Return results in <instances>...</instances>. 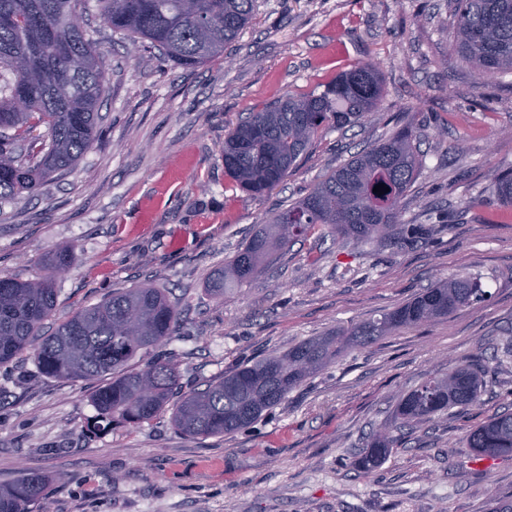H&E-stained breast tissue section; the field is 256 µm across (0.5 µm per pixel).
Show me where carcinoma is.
<instances>
[{"label":"carcinoma","instance_id":"obj_1","mask_svg":"<svg viewBox=\"0 0 512 512\" xmlns=\"http://www.w3.org/2000/svg\"><path fill=\"white\" fill-rule=\"evenodd\" d=\"M104 22L133 43L148 41L165 58L196 67L224 53L252 20L254 0H97ZM458 53L482 77L512 70V0H450ZM87 0H0V200L37 194L55 173L76 164L97 135L105 94L101 62L77 17ZM383 92L379 66L345 71L318 94L288 96L240 120L224 139V172L260 197L277 186L318 134L363 118ZM44 128L34 134L38 128ZM413 135L402 131L353 156L302 198L277 212L224 266L217 291L239 286L276 253L314 228L358 243L381 242L400 223L401 203L415 182ZM382 184L388 192H373ZM512 205V169L495 185ZM486 296L478 280H440L400 307L349 328L309 338L287 351L243 364L206 388L170 399L177 362L128 369L142 352L175 336L176 306L153 286L127 288L77 310L52 334L41 335L53 311L55 278H0V365L29 354L44 375L107 382L92 396L96 414L83 431L114 423L139 425L172 406V422L187 437L232 434L255 423L310 376L353 348L392 331L447 318ZM486 365L480 356L408 392L395 408L399 427L413 429L454 406L475 404ZM390 425L373 431L357 467L367 472L393 447ZM467 447L495 458L512 454V413L472 430ZM47 483L27 475L0 486V512H44Z\"/></svg>","mask_w":512,"mask_h":512}]
</instances>
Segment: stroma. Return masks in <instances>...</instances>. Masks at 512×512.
<instances>
[{
  "instance_id": "stroma-1",
  "label": "stroma",
  "mask_w": 512,
  "mask_h": 512,
  "mask_svg": "<svg viewBox=\"0 0 512 512\" xmlns=\"http://www.w3.org/2000/svg\"><path fill=\"white\" fill-rule=\"evenodd\" d=\"M85 19L105 61L99 136L38 196L0 204V276L35 280L55 254L69 256L44 333L112 292L161 288L180 320L154 355L176 354L187 391L440 280L473 277L487 295L347 351L225 436L184 437L166 409L87 438L99 380L49 377L22 355L0 368V483L46 477L47 512H494L512 502V456L480 464L465 443L512 412V205L495 193L512 167V71L483 78L459 56L448 0H255L250 25L195 68L129 44L97 7ZM369 60L384 85L372 114L320 134L266 195L231 189L224 138L239 119ZM406 129L420 168L401 220L433 235L358 244L315 230L214 294L218 271L273 213ZM478 354L488 373L477 403L398 431L378 467L356 470L367 435L405 394Z\"/></svg>"
}]
</instances>
